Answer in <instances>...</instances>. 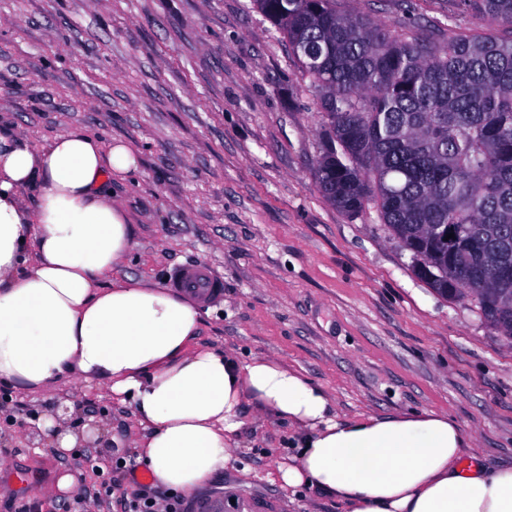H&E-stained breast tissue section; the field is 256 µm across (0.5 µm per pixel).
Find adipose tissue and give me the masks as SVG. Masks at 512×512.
Instances as JSON below:
<instances>
[{"label":"adipose tissue","mask_w":512,"mask_h":512,"mask_svg":"<svg viewBox=\"0 0 512 512\" xmlns=\"http://www.w3.org/2000/svg\"><path fill=\"white\" fill-rule=\"evenodd\" d=\"M138 169L120 141L71 131L36 149L0 128V384H106L143 431L137 461L172 490L193 492L229 465L249 396L307 431L277 468L289 487L346 512H512V466L466 462L448 415L339 418L324 387L280 360L194 347L199 304L130 279L103 285L135 247L110 184ZM28 186L31 209L19 198Z\"/></svg>","instance_id":"obj_1"}]
</instances>
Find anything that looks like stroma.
<instances>
[{
    "mask_svg": "<svg viewBox=\"0 0 512 512\" xmlns=\"http://www.w3.org/2000/svg\"><path fill=\"white\" fill-rule=\"evenodd\" d=\"M390 30L439 16L441 0H344ZM321 93L253 0H0V123L42 147L80 130L122 140L139 171L112 194L136 245L117 279L167 284L178 267L224 277L195 344L274 357L329 392L345 419L448 414L487 469L512 465V342L475 304L437 294L374 207L322 196ZM117 447L52 452L37 418ZM231 463L189 497L247 512H342L276 471L302 432L245 401ZM140 434L102 384L29 393L0 385V512H124L122 465ZM77 488L56 491L73 469Z\"/></svg>",
    "mask_w": 512,
    "mask_h": 512,
    "instance_id": "stroma-1",
    "label": "stroma"
}]
</instances>
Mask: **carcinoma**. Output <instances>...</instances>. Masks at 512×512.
Segmentation results:
<instances>
[{"instance_id":"obj_1","label":"carcinoma","mask_w":512,"mask_h":512,"mask_svg":"<svg viewBox=\"0 0 512 512\" xmlns=\"http://www.w3.org/2000/svg\"><path fill=\"white\" fill-rule=\"evenodd\" d=\"M254 5L323 91L322 194L351 216L374 205L419 279L512 340V0H444L410 37L336 0ZM432 224L464 228L446 240Z\"/></svg>"}]
</instances>
